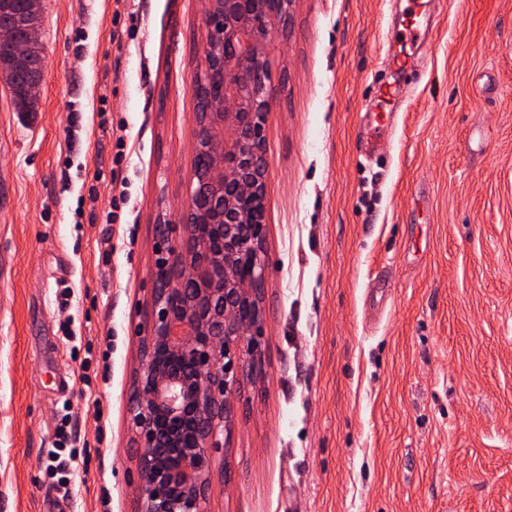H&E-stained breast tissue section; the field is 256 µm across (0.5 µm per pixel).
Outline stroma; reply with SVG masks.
Wrapping results in <instances>:
<instances>
[{"label": "stroma", "mask_w": 512, "mask_h": 512, "mask_svg": "<svg viewBox=\"0 0 512 512\" xmlns=\"http://www.w3.org/2000/svg\"><path fill=\"white\" fill-rule=\"evenodd\" d=\"M409 9L295 0L272 37L261 368L208 512H512V0H429L376 137ZM205 28L203 0H43L37 112L0 77V512H138L136 331Z\"/></svg>", "instance_id": "35a3bbf8"}]
</instances>
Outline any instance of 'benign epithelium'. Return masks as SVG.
I'll list each match as a JSON object with an SVG mask.
<instances>
[{
    "label": "benign epithelium",
    "mask_w": 512,
    "mask_h": 512,
    "mask_svg": "<svg viewBox=\"0 0 512 512\" xmlns=\"http://www.w3.org/2000/svg\"><path fill=\"white\" fill-rule=\"evenodd\" d=\"M294 0H207L192 189L154 225L151 312L130 401L140 512H205L212 451L229 447L241 375L260 357L266 282L267 47Z\"/></svg>",
    "instance_id": "7a95c632"
}]
</instances>
